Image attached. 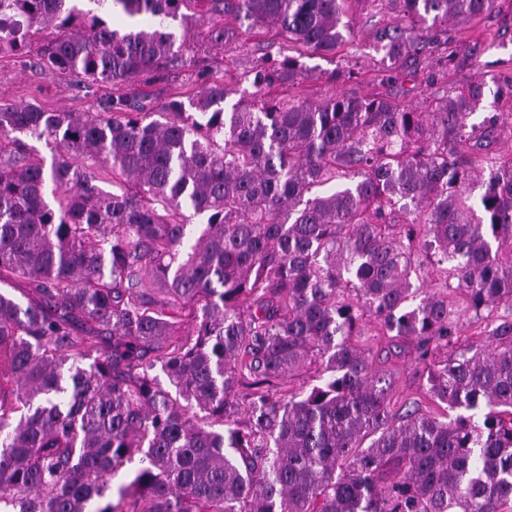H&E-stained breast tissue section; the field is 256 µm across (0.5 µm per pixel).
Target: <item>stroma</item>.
<instances>
[{
  "label": "stroma",
  "mask_w": 512,
  "mask_h": 512,
  "mask_svg": "<svg viewBox=\"0 0 512 512\" xmlns=\"http://www.w3.org/2000/svg\"><path fill=\"white\" fill-rule=\"evenodd\" d=\"M353 11V47L332 64L319 58L308 59L309 71L295 88L302 99L316 102L335 93L360 96L378 92L419 105L433 88L446 84L457 87L512 74V0H498L495 9L479 24L465 28L449 26L447 41L468 50L454 64L441 65L444 43L432 41L416 61L403 64L395 83L381 87L369 85L365 74L377 66L379 59L373 48V33L391 19L393 12L390 6L378 8L368 0L354 6ZM224 25L236 33L231 51L214 56L205 46H198L194 66L171 67L159 74L149 88L153 104L163 103L173 90L185 85L201 90L208 76H223L225 71L239 68L243 61L264 55V44L260 38L248 35L244 24L228 16ZM36 61L37 49L33 46L22 55H0V103L33 104L48 111L100 112L110 98L130 97L137 92L136 87L127 84L100 85L70 74L48 75L37 67ZM335 68L354 71V79L331 82L328 74ZM353 342L369 356L375 371L389 381L393 414H403L407 407L415 405L421 413L443 415V408L423 391L424 371L414 349L388 353L387 337L378 335L371 323L364 326Z\"/></svg>",
  "instance_id": "stroma-1"
}]
</instances>
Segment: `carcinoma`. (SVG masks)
Here are the masks:
<instances>
[{"label":"carcinoma","instance_id":"1","mask_svg":"<svg viewBox=\"0 0 512 512\" xmlns=\"http://www.w3.org/2000/svg\"><path fill=\"white\" fill-rule=\"evenodd\" d=\"M92 2L147 25L0 0V54L47 32L44 72L146 85L170 62L171 23L223 51L232 15L278 57L237 71L253 91L229 112L219 80L155 112L0 105V285L24 281L27 299L0 291V512H503L512 161L501 114L472 119L512 103V77L439 88L422 110L380 94L312 104L293 94L304 59L352 44L361 0ZM390 2L374 41L392 66L496 6ZM27 138L58 154L51 170ZM462 312L484 343L457 345ZM367 319L414 343L454 418L391 424L385 379L351 342ZM314 364L311 388L280 392Z\"/></svg>","mask_w":512,"mask_h":512}]
</instances>
